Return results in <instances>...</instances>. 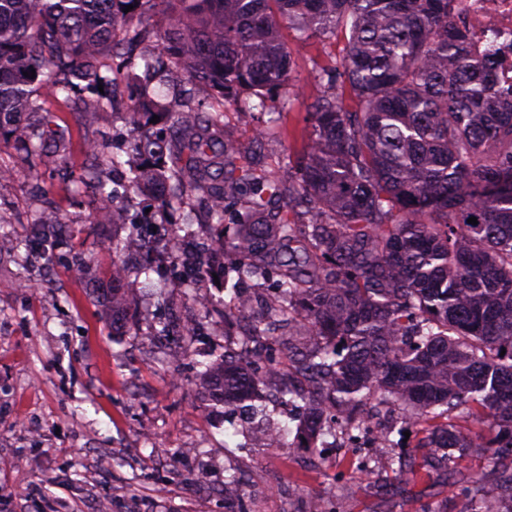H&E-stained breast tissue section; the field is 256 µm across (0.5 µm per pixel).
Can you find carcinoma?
Here are the masks:
<instances>
[{
	"mask_svg": "<svg viewBox=\"0 0 512 512\" xmlns=\"http://www.w3.org/2000/svg\"><path fill=\"white\" fill-rule=\"evenodd\" d=\"M130 4L168 24L155 34L160 57L121 48L142 72L125 112L126 192L179 210L171 263L180 238L205 241L191 287L224 277V308L195 296L224 324V354L198 374L205 398L244 403L272 429L283 422L269 397L302 401L299 436L316 448L327 413L357 430L377 394L422 434L414 451L474 486L480 499L464 512H512V91L495 87L490 55L465 52L469 33L449 20L448 0H0V134L19 152L51 163L64 149L46 96L89 91L83 111L112 106L100 58L121 32L148 36L127 26ZM284 28L299 42L348 30L327 83L358 102L349 111L325 90L308 105L295 177L254 156L278 121L268 99H298ZM170 64L237 111L269 115L265 125L243 144L224 137L221 110L169 109L152 84ZM155 115L174 127L166 143ZM84 150L92 222L116 224L117 193L101 175L119 161L96 139ZM135 240L112 243L103 304L117 333L129 328L122 255ZM247 279L273 282L272 311L240 294ZM473 448L496 458L489 492L458 470ZM241 501L242 477L230 473L224 503Z\"/></svg>",
	"mask_w": 512,
	"mask_h": 512,
	"instance_id": "obj_1",
	"label": "carcinoma"
}]
</instances>
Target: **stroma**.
<instances>
[{
	"label": "stroma",
	"mask_w": 512,
	"mask_h": 512,
	"mask_svg": "<svg viewBox=\"0 0 512 512\" xmlns=\"http://www.w3.org/2000/svg\"><path fill=\"white\" fill-rule=\"evenodd\" d=\"M282 36L294 51L299 98L283 115L282 135L257 147L277 173L286 156L300 155L306 106L321 90L317 75L339 61L348 40L344 32L326 46L294 42L288 29ZM162 79L171 108L223 109L226 134L251 139L254 120L223 106L210 86L185 97L181 69H166ZM43 105L73 140L59 175L27 177L26 162L0 135V164L18 172L0 181V236L17 245L0 254V512H95L104 499L112 512H225L231 469L246 477L245 512H307L314 497L331 512H464L470 488L431 472L429 458L414 459L421 479L402 481L385 467L369 476L349 469V453L329 444L310 453L291 439L265 447L257 430L235 434L239 411L202 401L196 387L200 361L223 352V337L200 325L190 351L177 356L170 337L147 335L192 309L181 266L153 262L156 293L143 298L133 329L113 335L97 294L108 285L113 239L134 232L161 243L171 227L145 196L132 224L92 226L86 194L66 189L64 179L80 174L87 135L126 160L123 119L108 110L88 128L81 98L51 96ZM48 204L68 220L66 243L52 244L39 230ZM47 243L48 262L39 256ZM79 255L93 258L91 276L79 273Z\"/></svg>",
	"instance_id": "35a3bbf8"
}]
</instances>
